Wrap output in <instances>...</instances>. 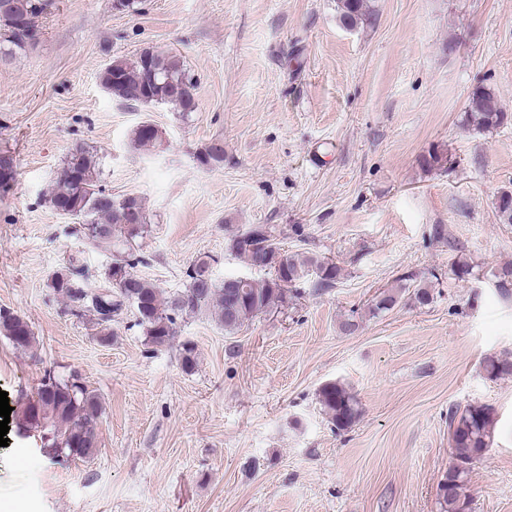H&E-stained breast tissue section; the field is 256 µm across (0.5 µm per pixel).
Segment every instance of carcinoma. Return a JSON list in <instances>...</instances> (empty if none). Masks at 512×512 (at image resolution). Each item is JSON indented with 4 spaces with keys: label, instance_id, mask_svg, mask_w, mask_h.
Here are the masks:
<instances>
[{
    "label": "carcinoma",
    "instance_id": "obj_1",
    "mask_svg": "<svg viewBox=\"0 0 512 512\" xmlns=\"http://www.w3.org/2000/svg\"><path fill=\"white\" fill-rule=\"evenodd\" d=\"M50 6V0H0V58H9L36 43V19ZM345 25L355 27L368 15L367 0H338ZM150 49L141 51L133 61L116 58L99 75L103 89L116 101L137 106L151 97L176 112H194L198 108L196 83L180 57L163 53L148 60ZM468 111L482 129H492L512 121L498 97L490 89L477 86L469 100ZM154 125L142 121L132 131L131 141L138 147L158 142ZM203 168L224 163V145L214 141L196 156ZM48 201L58 213L78 221L77 232L95 248L111 247L119 242L108 268L109 286L89 287L88 269L75 262L54 273L51 288L62 299L65 310L76 316L88 314L100 326L98 339L109 342L110 323L131 306L136 325L147 342L155 347L168 346L177 329V318L214 310L224 332L232 335L255 314L283 301L287 293L303 280H312L319 292L332 288L342 268L335 262L308 251H288L280 245L268 224H250L231 236L228 248L252 267L267 268L272 277L256 283L241 277H226L218 282L211 275L215 259L200 255L185 271L186 286L166 292L137 272L147 264L137 248V240L149 232V218L142 198L114 196L101 184L96 154L79 146L57 172ZM420 305L433 300L431 285L409 273L399 284L378 294L372 304L374 313L395 307L404 293ZM0 335L17 349L30 347L35 340L29 323L9 311H0ZM484 368L491 377L512 375V361L488 357ZM23 407L17 414L20 427L41 433L43 456L53 461L68 458L88 459L97 450L98 395L83 384L79 375L61 377L52 369L44 371L38 387L22 395ZM319 403L338 431L350 428L359 416L358 403L346 387L336 381L321 385ZM452 464L438 486L441 512H471L464 485L472 465L483 458L493 443V415L484 405H468L448 414Z\"/></svg>",
    "mask_w": 512,
    "mask_h": 512
}]
</instances>
